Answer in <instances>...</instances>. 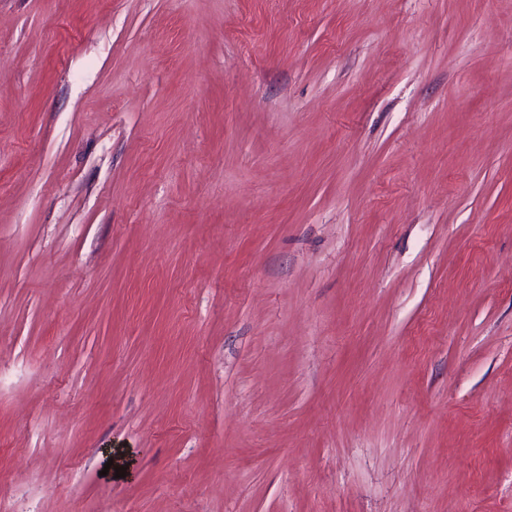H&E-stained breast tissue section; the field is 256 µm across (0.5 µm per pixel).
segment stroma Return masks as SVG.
Wrapping results in <instances>:
<instances>
[{
    "label": "stroma",
    "mask_w": 512,
    "mask_h": 512,
    "mask_svg": "<svg viewBox=\"0 0 512 512\" xmlns=\"http://www.w3.org/2000/svg\"><path fill=\"white\" fill-rule=\"evenodd\" d=\"M0 512H512V0H0Z\"/></svg>",
    "instance_id": "35a3bbf8"
}]
</instances>
